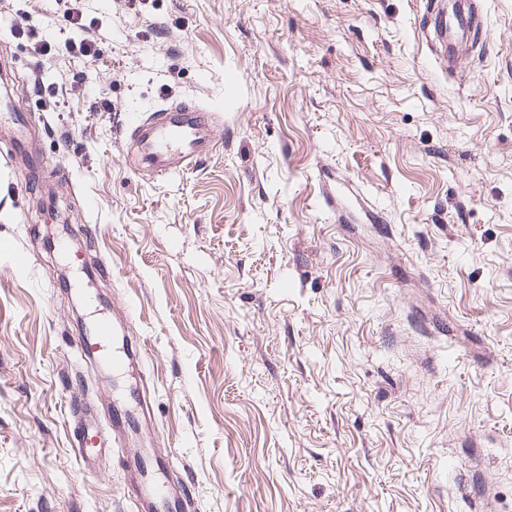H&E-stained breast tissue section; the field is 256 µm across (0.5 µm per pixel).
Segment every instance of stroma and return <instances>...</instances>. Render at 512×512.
<instances>
[{
	"mask_svg": "<svg viewBox=\"0 0 512 512\" xmlns=\"http://www.w3.org/2000/svg\"><path fill=\"white\" fill-rule=\"evenodd\" d=\"M471 8L451 77L437 0H0L46 127L0 159V512H131L140 443L83 465L76 384L145 392L190 512H512V0ZM181 101L215 147L159 180L123 115ZM98 300L124 373L70 344Z\"/></svg>",
	"mask_w": 512,
	"mask_h": 512,
	"instance_id": "obj_1",
	"label": "stroma"
}]
</instances>
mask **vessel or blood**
Returning a JSON list of instances; mask_svg holds the SVG:
<instances>
[{"instance_id":"1","label":"vessel or blood","mask_w":512,"mask_h":512,"mask_svg":"<svg viewBox=\"0 0 512 512\" xmlns=\"http://www.w3.org/2000/svg\"><path fill=\"white\" fill-rule=\"evenodd\" d=\"M472 21L470 9L455 2L449 6L448 20L435 52L438 64L448 74L460 72V61L468 44ZM0 112L9 115L12 148L29 146L35 134L29 114L9 98L0 100ZM211 123L208 110L174 104L155 111L149 117L139 112H129L124 125L137 147L142 164L157 176L167 177L190 170L210 153ZM113 335L111 318L101 315L74 336L73 341L81 357L101 361L108 369L119 372L124 369L126 358L113 353ZM69 403L76 420L74 446L80 461L87 464L91 461L87 451L89 434L100 431L101 425L81 387L70 388ZM165 470L166 460L158 452L140 455L129 461L126 493L136 512H182L186 496L174 491L172 483L164 481Z\"/></svg>"}]
</instances>
